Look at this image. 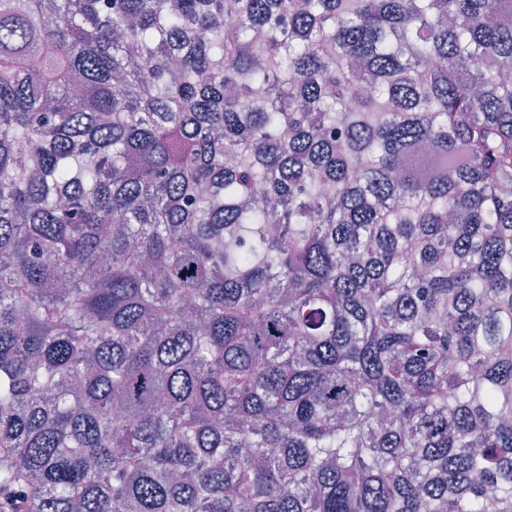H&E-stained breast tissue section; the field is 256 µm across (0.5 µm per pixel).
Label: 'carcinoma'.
<instances>
[{
    "mask_svg": "<svg viewBox=\"0 0 512 512\" xmlns=\"http://www.w3.org/2000/svg\"><path fill=\"white\" fill-rule=\"evenodd\" d=\"M512 0H0V512H512Z\"/></svg>",
    "mask_w": 512,
    "mask_h": 512,
    "instance_id": "1",
    "label": "carcinoma"
}]
</instances>
